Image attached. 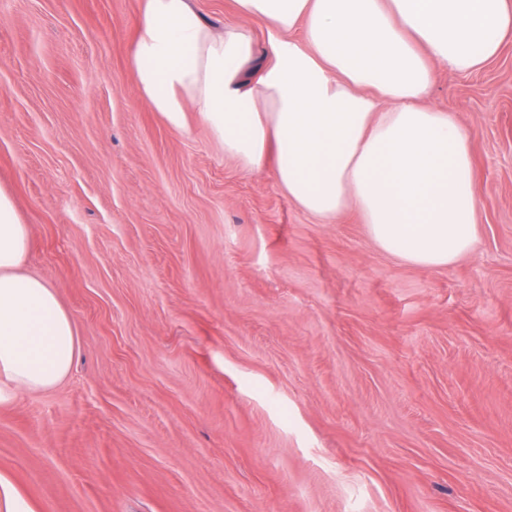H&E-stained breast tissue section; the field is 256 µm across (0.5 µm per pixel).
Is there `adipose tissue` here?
<instances>
[{"instance_id":"ef3b65f1","label":"adipose tissue","mask_w":512,"mask_h":512,"mask_svg":"<svg viewBox=\"0 0 512 512\" xmlns=\"http://www.w3.org/2000/svg\"><path fill=\"white\" fill-rule=\"evenodd\" d=\"M211 29L190 0H144L130 65L141 97L185 130L195 110L246 171L272 166L288 199L331 219L352 209L384 251L421 267L465 254L479 198L472 136L424 106L439 69L471 73L512 32V0H235ZM266 23L272 57L240 80ZM32 245L0 186V403L46 392L78 349L57 290L23 272Z\"/></svg>"}]
</instances>
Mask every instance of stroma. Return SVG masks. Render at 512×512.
I'll return each instance as SVG.
<instances>
[{
  "mask_svg": "<svg viewBox=\"0 0 512 512\" xmlns=\"http://www.w3.org/2000/svg\"><path fill=\"white\" fill-rule=\"evenodd\" d=\"M142 15L0 0V186L79 340L0 404V473L39 512H512V35L427 100L471 132L480 206L422 268L170 129Z\"/></svg>",
  "mask_w": 512,
  "mask_h": 512,
  "instance_id": "stroma-1",
  "label": "stroma"
}]
</instances>
